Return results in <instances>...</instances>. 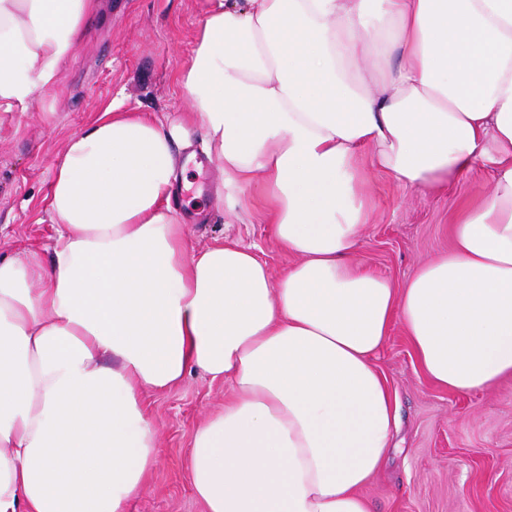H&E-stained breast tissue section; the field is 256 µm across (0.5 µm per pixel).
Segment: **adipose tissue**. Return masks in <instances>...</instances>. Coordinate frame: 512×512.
Wrapping results in <instances>:
<instances>
[{
	"label": "adipose tissue",
	"instance_id": "ef3b65f1",
	"mask_svg": "<svg viewBox=\"0 0 512 512\" xmlns=\"http://www.w3.org/2000/svg\"><path fill=\"white\" fill-rule=\"evenodd\" d=\"M94 0H0V112L55 85ZM225 199L263 178L294 260L190 246L180 126L107 108L45 197L50 257L0 259V512H129L158 433L143 396L199 370L223 404L185 468L203 512H369L397 412L373 363L401 322L457 393L512 376V0H210L178 76ZM493 189L447 253L363 269L371 164L406 189L475 163Z\"/></svg>",
	"mask_w": 512,
	"mask_h": 512
}]
</instances>
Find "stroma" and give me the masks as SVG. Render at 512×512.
Listing matches in <instances>:
<instances>
[{
    "label": "stroma",
    "instance_id": "35a3bbf8",
    "mask_svg": "<svg viewBox=\"0 0 512 512\" xmlns=\"http://www.w3.org/2000/svg\"><path fill=\"white\" fill-rule=\"evenodd\" d=\"M208 0H100L60 78L27 111L0 116V257L35 248L50 255L54 229L44 197L68 136L111 104L162 122L188 123L190 104L177 77L189 65ZM203 130L190 125L195 161L189 188L175 202L196 247L228 238L256 249L273 274L291 255L264 224L263 184L246 209L229 210ZM492 176L474 165L443 192L405 190L385 172L365 169L369 220L361 262L368 271L405 279L448 250L454 210L486 198ZM374 363L397 403L393 449L361 490L371 512H512V378L485 391L460 394L424 374L400 325H393ZM224 400L223 384L200 371L172 390L147 396L159 452L148 491L130 512H201L184 468L200 418Z\"/></svg>",
    "mask_w": 512,
    "mask_h": 512
}]
</instances>
